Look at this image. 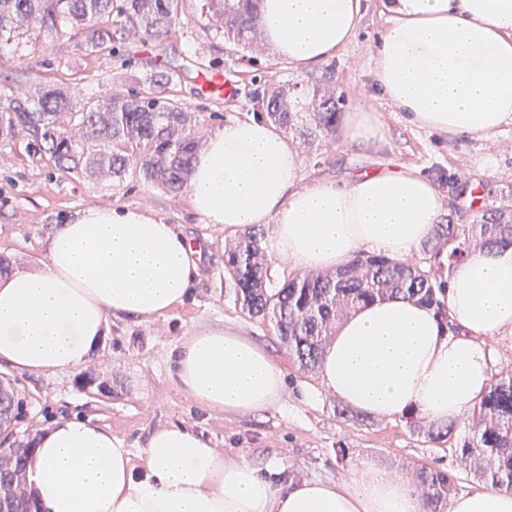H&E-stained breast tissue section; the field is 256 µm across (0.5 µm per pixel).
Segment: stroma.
I'll return each instance as SVG.
<instances>
[{"label":"stroma","instance_id":"35a3bbf8","mask_svg":"<svg viewBox=\"0 0 512 512\" xmlns=\"http://www.w3.org/2000/svg\"><path fill=\"white\" fill-rule=\"evenodd\" d=\"M390 2L360 0V28L352 46L324 67L306 71L278 60L273 51L258 56L225 42L216 27L200 21V0H184L187 20L176 37L162 45L135 37L119 56L86 54L70 29L43 47L17 36L0 47V67L18 71L19 79L0 90V97L21 95L36 79L73 80L84 101L136 86L169 60L185 67L178 98L194 112L223 114V121L210 123L213 133L222 123L254 118L245 98L252 85L285 83L291 96L301 101L327 71L343 97L341 112L360 106L379 113L386 137L375 149L362 152L322 136L307 145L297 132H288L302 158L304 184L342 178L383 162L415 167L439 184L445 212L454 223H476L490 207L512 211V123L487 140L439 134L412 125L383 96L374 75L373 50L389 22ZM201 67L219 69L234 84L235 94L199 96L194 75ZM89 206L147 207L179 225L198 246L199 280L191 298L165 316L139 324L112 319L109 335L81 367L37 374L1 362L0 372L10 376L24 400L25 417L15 424L13 435L21 447L32 446L39 431L62 415L91 418L134 450L158 427L181 421L201 431L225 456H240L261 468L276 461L299 478L343 480L353 476L356 464L375 461L391 475L408 479L418 466L450 472L460 494L478 487L468 463L449 444L413 432L405 418L372 416L359 425L337 416L334 395L321 392L315 402L304 400V390L318 389L317 372L299 366L281 345L271 321L243 310L224 268V242L236 231L205 223L193 213L189 195L176 197L134 179L118 190L108 181L57 171L23 148L0 150V254L10 256L12 268L42 258L53 225ZM215 325L233 328L269 350L288 378L281 404L250 415L208 413L174 385L168 371L171 346L195 329Z\"/></svg>","mask_w":512,"mask_h":512}]
</instances>
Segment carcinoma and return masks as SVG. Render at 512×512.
I'll list each match as a JSON object with an SVG mask.
<instances>
[{
	"mask_svg": "<svg viewBox=\"0 0 512 512\" xmlns=\"http://www.w3.org/2000/svg\"><path fill=\"white\" fill-rule=\"evenodd\" d=\"M258 0H203L201 15L219 21L224 41L257 47ZM70 25L82 34L81 48L89 55H111L130 36L158 44L183 25L179 0H0V44L14 33L29 35L36 46L54 40ZM178 80L172 68L157 69L125 93L91 98L77 107L69 88L37 83L23 97L0 106V148L21 144L25 151L47 159L55 170L105 179L121 187L129 178L156 184L172 194L187 186L202 146V127L224 120L212 112H189L170 96ZM257 116L305 140L316 133L332 138L336 110L342 99L322 85L312 86L314 111L309 119L288 105V87L258 86L249 92ZM263 231L250 225L224 245V267L237 301L251 316L274 323L280 341L300 367L319 366L338 321L357 307L402 296L433 306L443 323L448 315L441 297L448 280L416 263L384 255H356L331 272L298 274L273 292L267 287L268 260ZM512 246V218L499 210L475 224H437L423 251L439 268L477 250ZM20 399L12 389L0 395V413L20 419ZM467 436L456 437L455 426L435 424L426 434L434 443L455 441V451L476 476L496 490L512 493V371L497 373L483 400L473 407ZM25 453L0 452V485L7 494L0 512H36L26 488ZM417 486L430 512H445L454 491V478L443 470L420 467Z\"/></svg>",
	"mask_w": 512,
	"mask_h": 512,
	"instance_id": "obj_1",
	"label": "carcinoma"
}]
</instances>
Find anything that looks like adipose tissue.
Here are the masks:
<instances>
[{
  "label": "adipose tissue",
  "mask_w": 512,
  "mask_h": 512,
  "mask_svg": "<svg viewBox=\"0 0 512 512\" xmlns=\"http://www.w3.org/2000/svg\"><path fill=\"white\" fill-rule=\"evenodd\" d=\"M374 50L383 94L418 127L487 139L512 121V0H394ZM259 30L277 57L300 68L350 45L359 0H261ZM347 145L382 143L378 113H346ZM205 223L274 224V251L302 269H336L361 249L407 259L440 223L437 185L386 164L342 181L302 182V162L268 123L213 133L188 186ZM199 266L176 225L142 207H88L55 225L43 260L0 275V360L32 372L86 364L111 317L141 321L190 298ZM435 309L402 297L357 308L319 364L323 391L378 417L445 422L479 403L493 373L486 338L512 331V246L471 253L450 271ZM175 386L200 409L267 410L287 391L268 349L235 330L208 327L173 346ZM26 475L41 512H429L408 480L361 463L351 479H300L278 463L259 468L182 422L155 430L140 452L85 419L38 434ZM448 512H512V493L477 488Z\"/></svg>",
  "instance_id": "1"
}]
</instances>
